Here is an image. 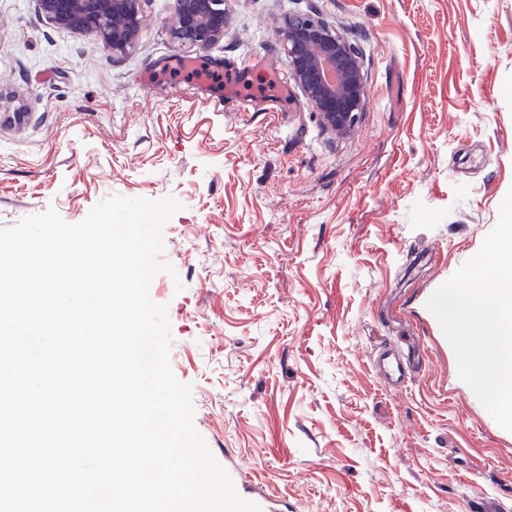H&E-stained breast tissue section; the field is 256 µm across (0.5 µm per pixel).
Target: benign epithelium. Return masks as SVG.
Masks as SVG:
<instances>
[{
	"label": "benign epithelium",
	"instance_id": "benign-epithelium-1",
	"mask_svg": "<svg viewBox=\"0 0 512 512\" xmlns=\"http://www.w3.org/2000/svg\"><path fill=\"white\" fill-rule=\"evenodd\" d=\"M58 25L94 32L115 53L137 42L143 24L140 0H38ZM173 38L207 47L224 37V0H173ZM296 84L320 113L323 123L341 134L362 110L365 83L354 49L321 18L299 15L279 30Z\"/></svg>",
	"mask_w": 512,
	"mask_h": 512
}]
</instances>
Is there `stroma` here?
Segmentation results:
<instances>
[{"instance_id": "1", "label": "stroma", "mask_w": 512, "mask_h": 512, "mask_svg": "<svg viewBox=\"0 0 512 512\" xmlns=\"http://www.w3.org/2000/svg\"><path fill=\"white\" fill-rule=\"evenodd\" d=\"M223 39L176 43L143 0L134 48L0 0V227L70 223L114 196L177 199L152 280L194 425L237 492L287 512H512V432L458 377L429 297L512 188V0H224ZM314 13L358 52L366 101L337 136L277 28ZM235 68L224 111L186 62ZM287 83L279 112L263 94ZM408 340L394 393L374 354Z\"/></svg>"}]
</instances>
